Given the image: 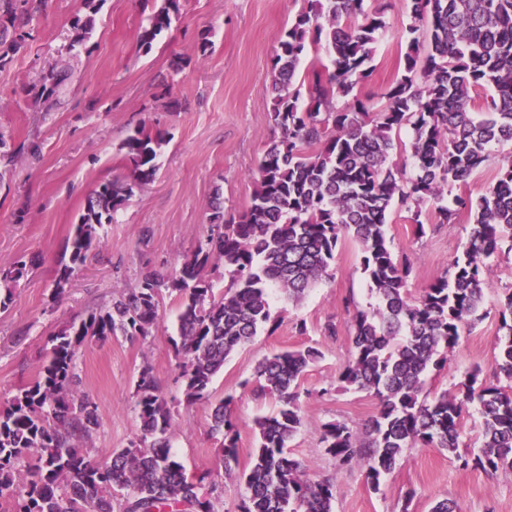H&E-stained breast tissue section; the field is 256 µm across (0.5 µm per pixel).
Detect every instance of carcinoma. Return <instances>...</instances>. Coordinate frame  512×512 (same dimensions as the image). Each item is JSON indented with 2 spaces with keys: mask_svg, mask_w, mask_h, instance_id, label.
<instances>
[{
  "mask_svg": "<svg viewBox=\"0 0 512 512\" xmlns=\"http://www.w3.org/2000/svg\"><path fill=\"white\" fill-rule=\"evenodd\" d=\"M284 28L271 58L270 120L280 135L271 139L255 172L249 210L236 217L212 203L204 241L184 255L179 275L145 272L137 287L73 321L49 337V355L38 377L0 410V497L14 512H213L204 493L205 476L187 475L170 451L172 408L152 370L143 366L135 382L139 430L130 446L103 459L90 457L87 443L99 426L96 403L76 385V360L88 339L118 334L146 339L159 319L162 291L180 299L179 359L188 404L211 396L213 379L239 347L270 320L274 290L301 298L328 276L337 246L349 238L362 252L361 266L375 307L352 308L353 351L339 374L347 389L378 399L380 410L359 430L344 422L324 426L321 444L341 467H359L379 490L405 450L433 445L450 453L460 447L459 423L479 404L483 443L472 459L488 473L512 471V293L500 304L498 373L504 386H490L472 372L453 391L427 400L425 377L447 361L467 320L479 317L491 258L504 238L512 243V160L474 199L459 193L489 158L494 146L512 143V0H409L413 37L403 54L400 77L382 94L376 112L360 99L348 110L336 97L352 94L371 76L376 45L387 30L386 6L375 0H304ZM35 0H0V68L25 49V27ZM177 0H163L139 35L149 50L169 28ZM357 18L356 24L349 19ZM93 20L74 25L70 49L90 38ZM326 44L328 61L309 58ZM308 61L312 80L297 82ZM69 65L44 77L46 98L59 102ZM486 96L474 110L473 94ZM410 126L411 154L418 174L406 178L390 161L394 135ZM160 133L137 128L122 143L131 181L109 180L86 196L66 246L53 295L59 297L100 241L99 230L129 200L136 186L154 181ZM411 212L416 234L431 208L440 224L472 217L469 243L451 264L452 273L412 300L410 265L395 258L387 239L393 206ZM231 275L224 295L205 279L217 263ZM27 274L21 260L0 262V310ZM322 358L315 346L265 357L253 391L270 395L276 412L255 420L257 448L251 468L240 474L243 512H333L334 484L312 481L288 452L301 426L299 380ZM232 397L212 408V434L219 437L224 473H237V438ZM33 457L30 478L19 469Z\"/></svg>",
  "mask_w": 512,
  "mask_h": 512,
  "instance_id": "1",
  "label": "carcinoma"
}]
</instances>
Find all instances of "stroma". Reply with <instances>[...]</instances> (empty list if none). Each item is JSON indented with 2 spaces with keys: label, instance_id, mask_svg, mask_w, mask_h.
<instances>
[{
  "label": "stroma",
  "instance_id": "1",
  "mask_svg": "<svg viewBox=\"0 0 512 512\" xmlns=\"http://www.w3.org/2000/svg\"><path fill=\"white\" fill-rule=\"evenodd\" d=\"M45 0L30 25L27 49L0 68V134L22 153L0 164V260L26 261L28 273L0 311V405L32 382L42 369L49 337L90 310L134 288L142 274L178 275L184 254L206 236L213 200L240 215L251 203V179L268 141L276 136L271 109V57L281 31L303 0H178L169 30L144 50L138 35L161 0ZM94 15L95 30L79 51L69 49L77 20ZM389 28L380 38L372 75L354 93L378 101L398 74L412 23L407 0H391ZM210 46L200 51L201 36ZM68 61L71 83L61 105L41 98L37 85L53 63ZM146 126L163 132L154 182L135 189L130 201L100 232V243L60 299L52 289L69 233L87 193L98 183L128 175L121 149L128 135ZM424 235L411 215L392 208L386 226L398 259H409L412 297L450 270L463 254L471 219L437 223L424 213ZM512 291V249L502 248L489 273L484 312L465 328L447 363L427 375L430 392L454 390L471 371L496 379L500 303ZM352 299L369 308L374 299L361 272V252L344 241L329 274L301 300L273 293L271 319L254 341L238 348L211 386V397L184 400L173 341L180 304L164 296L147 339L88 340L77 359V384L98 406L99 428L88 446L99 458L128 446L139 422L132 397L137 373L150 365L172 403L169 439L188 474L208 472L215 512H240L238 478L224 474L220 444L211 434L213 401L232 397L239 471L250 468L256 449L254 420L276 411L274 399L257 397L252 381L267 355L308 345L322 359L301 379L302 426L289 442L291 454L314 481L333 479L334 512H431L441 499L461 512H512V471L490 474L463 467L447 451L416 446L406 451L379 489L362 470L337 471L324 451L323 426L344 421L363 427L378 406L369 394L345 389L338 374L352 352ZM335 324V336L323 333Z\"/></svg>",
  "mask_w": 512,
  "mask_h": 512
}]
</instances>
